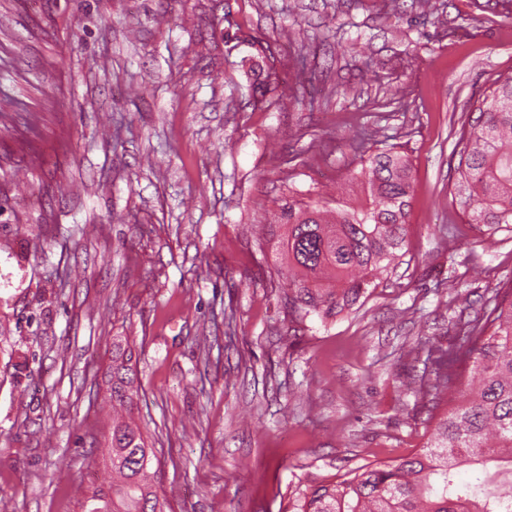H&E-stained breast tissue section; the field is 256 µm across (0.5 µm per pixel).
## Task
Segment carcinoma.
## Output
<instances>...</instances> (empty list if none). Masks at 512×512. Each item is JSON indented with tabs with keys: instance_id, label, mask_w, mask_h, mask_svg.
<instances>
[{
	"instance_id": "cac0c4a2",
	"label": "carcinoma",
	"mask_w": 512,
	"mask_h": 512,
	"mask_svg": "<svg viewBox=\"0 0 512 512\" xmlns=\"http://www.w3.org/2000/svg\"><path fill=\"white\" fill-rule=\"evenodd\" d=\"M479 117L461 139L453 166L454 190L470 224L491 231L512 225V74L498 76L479 106ZM380 130L363 127L352 139L361 170L353 179L367 191L358 205L323 210L290 199L274 224L254 233L259 249L276 259L284 306L293 320L326 321L351 309L379 276L401 264L412 188L409 159L395 146L370 152ZM427 380L411 388L432 422L422 448L410 457L370 463L298 491L288 512H512V479L491 488L465 489L453 473L494 463L512 474V288L495 295L481 318L460 327L458 343L443 348L424 338ZM132 355L112 343V407L130 406L138 386L129 375ZM472 363L477 383L458 367ZM155 449L140 428L112 417L103 462L112 483L88 492L83 512H155Z\"/></svg>"
}]
</instances>
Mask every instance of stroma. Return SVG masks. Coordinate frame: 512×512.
I'll return each mask as SVG.
<instances>
[{"label": "stroma", "instance_id": "1", "mask_svg": "<svg viewBox=\"0 0 512 512\" xmlns=\"http://www.w3.org/2000/svg\"><path fill=\"white\" fill-rule=\"evenodd\" d=\"M432 2L0 0V512H82L109 481L116 336L171 512H284L422 447L418 337L451 343L512 286V232L468 223L450 172L512 73V0ZM372 125L413 168L403 262L290 323L250 227L353 203Z\"/></svg>", "mask_w": 512, "mask_h": 512}]
</instances>
